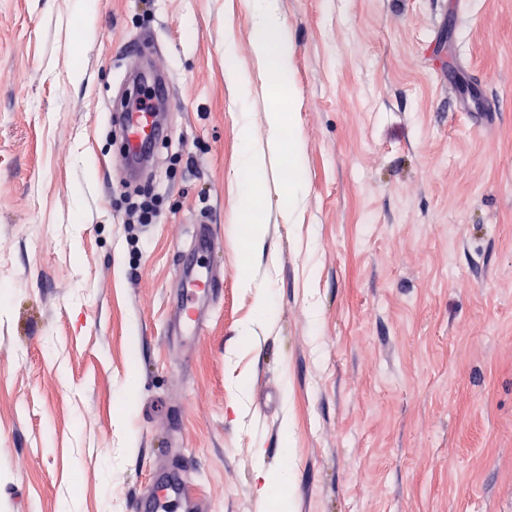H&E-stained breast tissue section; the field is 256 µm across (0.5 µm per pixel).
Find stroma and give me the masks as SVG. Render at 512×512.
I'll return each mask as SVG.
<instances>
[{
    "mask_svg": "<svg viewBox=\"0 0 512 512\" xmlns=\"http://www.w3.org/2000/svg\"><path fill=\"white\" fill-rule=\"evenodd\" d=\"M75 2L0 0V512H136L163 465L199 512H276L258 464L288 512H512V0H274L283 92L252 0H98L89 33ZM140 63L174 103L159 216L128 224L109 113ZM273 108L296 201L287 155L250 193L239 167ZM204 224L218 286L177 365ZM272 0H254L257 29L253 50L263 74L276 87L285 85L291 61V46L272 8ZM210 266L198 258L183 262L167 335L177 344L190 343L203 335L208 304L216 284Z\"/></svg>",
    "mask_w": 512,
    "mask_h": 512,
    "instance_id": "35a3bbf8",
    "label": "stroma"
}]
</instances>
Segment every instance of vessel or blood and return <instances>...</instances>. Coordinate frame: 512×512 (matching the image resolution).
Listing matches in <instances>:
<instances>
[{"label":"vessel or blood","instance_id":"obj_1","mask_svg":"<svg viewBox=\"0 0 512 512\" xmlns=\"http://www.w3.org/2000/svg\"><path fill=\"white\" fill-rule=\"evenodd\" d=\"M133 81L150 86L153 108L140 112L131 107L113 113V122L125 133L117 162L129 176H140L147 154L166 136L161 114L172 104V92L167 79L159 72H136ZM215 276L210 266L201 260L183 262L179 271L177 294L171 301L172 314L168 336L177 344L190 343L202 336L207 322L208 304ZM136 512H198L196 497L172 469H161L151 492L136 504Z\"/></svg>","mask_w":512,"mask_h":512}]
</instances>
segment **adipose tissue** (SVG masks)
I'll list each match as a JSON object with an SVG mask.
<instances>
[{
	"label": "adipose tissue",
	"mask_w": 512,
	"mask_h": 512,
	"mask_svg": "<svg viewBox=\"0 0 512 512\" xmlns=\"http://www.w3.org/2000/svg\"><path fill=\"white\" fill-rule=\"evenodd\" d=\"M257 29L253 50L263 74L274 86H282L291 61V46L277 18L272 0H253Z\"/></svg>",
	"instance_id": "ef3b65f1"
}]
</instances>
